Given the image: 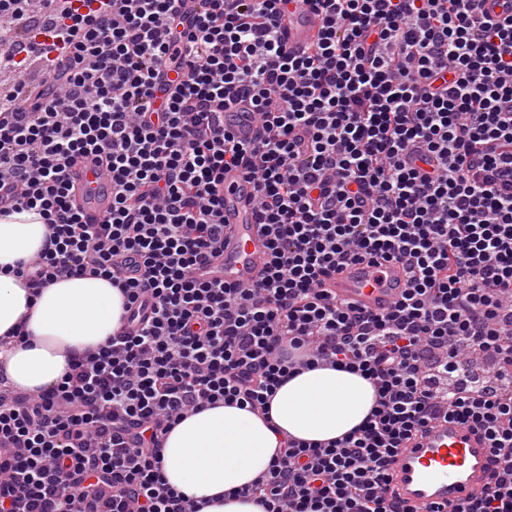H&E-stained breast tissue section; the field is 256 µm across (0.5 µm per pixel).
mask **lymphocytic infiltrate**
<instances>
[{"label": "lymphocytic infiltrate", "instance_id": "1", "mask_svg": "<svg viewBox=\"0 0 512 512\" xmlns=\"http://www.w3.org/2000/svg\"><path fill=\"white\" fill-rule=\"evenodd\" d=\"M196 2L189 26L185 0H56L30 46L42 90L0 100V189L47 230L27 284L105 278L139 323L41 393L0 376V512H200L165 480L171 428L220 403L268 417L316 367L362 375L374 405L327 443L283 435L242 490L265 512H414L388 471L440 416L495 453L454 512H512V385L444 384L472 358L512 372V0H309L321 37L302 53L279 34L288 0ZM238 103L247 143L221 118ZM82 161L112 182L94 224L71 198ZM230 167L269 237L248 286L194 275L224 239ZM365 258L408 276L381 316L325 287Z\"/></svg>", "mask_w": 512, "mask_h": 512}]
</instances>
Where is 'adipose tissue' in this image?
Segmentation results:
<instances>
[{
	"label": "adipose tissue",
	"instance_id": "obj_1",
	"mask_svg": "<svg viewBox=\"0 0 512 512\" xmlns=\"http://www.w3.org/2000/svg\"><path fill=\"white\" fill-rule=\"evenodd\" d=\"M46 228L32 212L0 216V336L25 322L27 343L0 348V367L13 386L38 392L68 369L72 352L97 348L117 329L123 313L118 288L103 278L74 276L32 291L10 274L44 247ZM375 400L369 380L317 367L289 378L271 400L269 418L219 405L183 418L168 434V484L197 500L201 512H264L241 488L268 470L281 434L329 442L361 425Z\"/></svg>",
	"mask_w": 512,
	"mask_h": 512
}]
</instances>
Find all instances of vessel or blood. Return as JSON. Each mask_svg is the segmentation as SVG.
I'll use <instances>...</instances> for the list:
<instances>
[{
    "mask_svg": "<svg viewBox=\"0 0 512 512\" xmlns=\"http://www.w3.org/2000/svg\"><path fill=\"white\" fill-rule=\"evenodd\" d=\"M289 50H306L319 37L320 22L303 0H290L279 17ZM224 126L235 139L255 136L254 125L242 108L224 113ZM75 203L85 221L97 222L111 204V184L100 168L81 163L70 171ZM224 245L217 258L201 267L200 278L228 285L258 279L267 251V237L259 222L253 186L243 169L224 172ZM338 300L371 315H382L401 298L406 286L402 266L394 261L360 260L339 268L326 282ZM492 454L486 441L468 425L436 420L422 437L400 449L390 479L407 505L425 512L433 504L453 508L489 482Z\"/></svg>",
    "mask_w": 512,
    "mask_h": 512,
    "instance_id": "obj_1",
    "label": "vessel or blood"
}]
</instances>
